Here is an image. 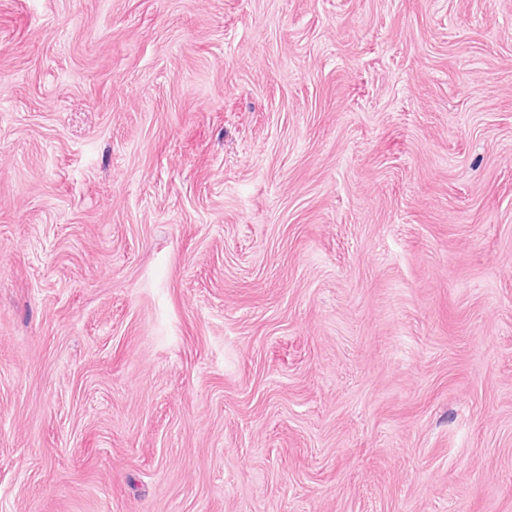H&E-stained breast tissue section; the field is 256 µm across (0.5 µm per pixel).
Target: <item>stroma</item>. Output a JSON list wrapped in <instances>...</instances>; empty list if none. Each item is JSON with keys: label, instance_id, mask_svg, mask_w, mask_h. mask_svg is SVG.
<instances>
[{"label": "stroma", "instance_id": "obj_1", "mask_svg": "<svg viewBox=\"0 0 512 512\" xmlns=\"http://www.w3.org/2000/svg\"><path fill=\"white\" fill-rule=\"evenodd\" d=\"M0 512H512V0H0Z\"/></svg>", "mask_w": 512, "mask_h": 512}]
</instances>
